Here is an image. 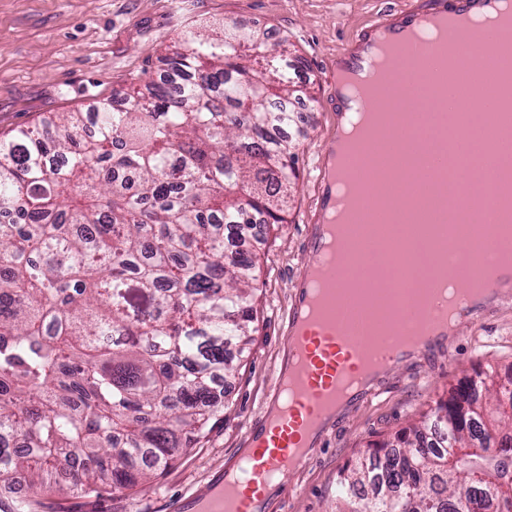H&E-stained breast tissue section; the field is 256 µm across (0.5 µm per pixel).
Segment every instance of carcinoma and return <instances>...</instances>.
Instances as JSON below:
<instances>
[{"mask_svg": "<svg viewBox=\"0 0 512 512\" xmlns=\"http://www.w3.org/2000/svg\"><path fill=\"white\" fill-rule=\"evenodd\" d=\"M169 78L0 136V489L86 496L163 473L224 410L256 332V256L288 223V46L187 31ZM81 451L79 459L72 452ZM512 388L448 389L336 475V512H512Z\"/></svg>", "mask_w": 512, "mask_h": 512, "instance_id": "obj_1", "label": "carcinoma"}]
</instances>
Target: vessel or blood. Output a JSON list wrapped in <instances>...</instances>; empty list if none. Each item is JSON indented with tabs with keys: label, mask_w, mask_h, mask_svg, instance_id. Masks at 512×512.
<instances>
[{
	"label": "vessel or blood",
	"mask_w": 512,
	"mask_h": 512,
	"mask_svg": "<svg viewBox=\"0 0 512 512\" xmlns=\"http://www.w3.org/2000/svg\"><path fill=\"white\" fill-rule=\"evenodd\" d=\"M500 0H408L405 7L383 16L378 24L386 31L392 52L387 78L404 83L414 57V48L404 41L407 31L436 15L454 19L493 11ZM409 103L415 104L418 117L438 112L440 118L427 128L445 170L458 168L453 149L458 128L447 101L427 107L417 88L406 86ZM325 240L312 235L307 250L311 266L318 269L338 297L328 300L316 312H309V290L304 275L296 277V293L289 311L286 335L291 364L277 380L274 402L251 421L246 432L248 451L239 462L224 471L210 489L200 495L179 500L173 512H263L265 493L277 487L281 495L294 490L296 473L311 458V450L324 434L340 401L354 402L370 397L368 388H354V381L372 364L389 370L402 363L393 353H381L360 339L358 318L350 310V299L369 280L366 265L325 268L321 257Z\"/></svg>",
	"instance_id": "vessel-or-blood-1"
}]
</instances>
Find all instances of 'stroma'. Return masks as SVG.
I'll return each mask as SVG.
<instances>
[{
  "label": "stroma",
  "mask_w": 512,
  "mask_h": 512,
  "mask_svg": "<svg viewBox=\"0 0 512 512\" xmlns=\"http://www.w3.org/2000/svg\"><path fill=\"white\" fill-rule=\"evenodd\" d=\"M401 0H0V136L32 127L51 112L89 111L96 103L148 79H159L164 58L189 27L235 21L288 40L301 66L305 92L291 108L307 130L295 150L297 178L288 221L264 242L247 240L257 256V331L240 356L231 385H217L226 408L193 448L151 483L132 491L83 497L18 482L5 496L28 512H172L177 500L203 494L246 445L249 422L271 402L285 363L286 326L295 277L312 257L305 248L316 212V164L336 133L331 91L336 61L355 36ZM512 377V292L484 307L481 321L464 323L444 345L381 375L374 397L342 408L295 476L288 499L268 496L267 512H334L336 474L370 446L392 437L427 410L438 394L473 373Z\"/></svg>",
  "instance_id": "stroma-1"
}]
</instances>
